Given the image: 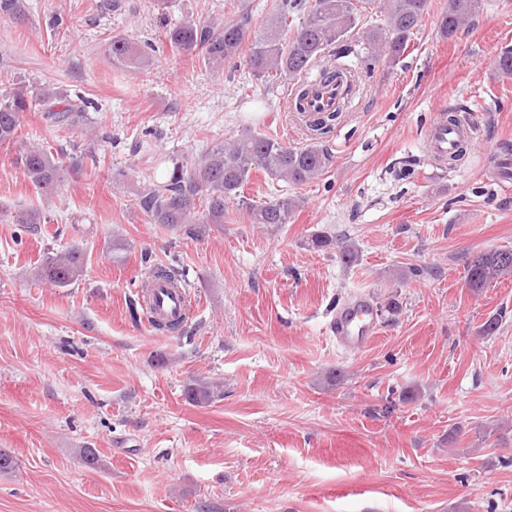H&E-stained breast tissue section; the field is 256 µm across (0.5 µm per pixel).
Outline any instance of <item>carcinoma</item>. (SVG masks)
I'll return each mask as SVG.
<instances>
[{
    "label": "carcinoma",
    "mask_w": 512,
    "mask_h": 512,
    "mask_svg": "<svg viewBox=\"0 0 512 512\" xmlns=\"http://www.w3.org/2000/svg\"><path fill=\"white\" fill-rule=\"evenodd\" d=\"M376 2L383 16L380 23L368 18L369 9ZM482 8L483 0H448L438 23L440 38L454 37ZM428 9L429 0H312L308 9L303 0H283L258 26L242 9L231 20H193L167 28L164 40L171 49L195 55L215 69L246 55L250 72L260 82H295L294 111L302 112L309 94L306 78L313 69L320 68L325 81L346 82L348 92L356 94L362 86L361 71L350 68L342 59L356 54L367 72L380 64L392 67L405 54ZM109 51L112 58L123 63H149L145 53L125 38L112 39ZM60 99L61 93L47 86L33 93L20 86L3 94L0 146L16 142L25 112L39 111L57 126L81 124L88 102L81 98L60 107ZM344 111L348 108L307 120L310 142L301 147L244 127L199 158L174 164L163 181H150L134 198L135 206L150 223L182 229L191 236L205 233L212 224L224 223L228 205L235 201L245 205L253 224H289L301 206L300 198L281 194L263 202H247L242 196L244 185L254 170L297 186L317 180L335 161L333 152L321 139ZM16 163L24 177L45 196L60 190L70 172L81 170V165L73 162L68 167L59 154L38 146L19 154ZM142 261L147 264L142 287L164 280L174 288H186L176 269L151 262L147 253ZM85 268V254L73 247L47 255L34 277L66 288L83 276ZM506 276H512V247L477 253L466 265L467 284L475 290ZM219 392L218 385L196 380L187 385L185 395L200 404L212 401Z\"/></svg>",
    "instance_id": "1"
}]
</instances>
